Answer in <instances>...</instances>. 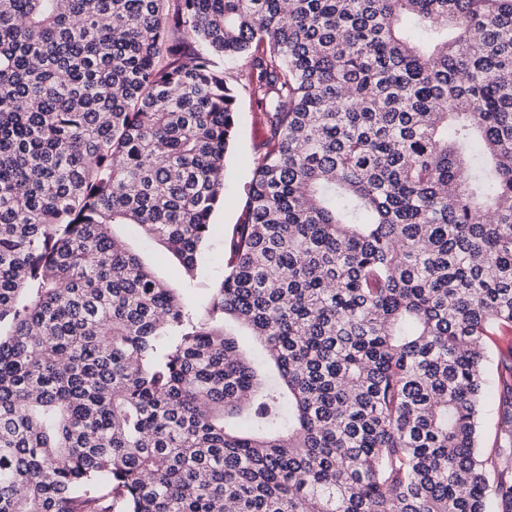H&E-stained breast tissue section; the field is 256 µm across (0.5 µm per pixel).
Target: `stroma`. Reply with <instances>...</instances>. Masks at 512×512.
<instances>
[{
    "label": "stroma",
    "instance_id": "stroma-1",
    "mask_svg": "<svg viewBox=\"0 0 512 512\" xmlns=\"http://www.w3.org/2000/svg\"><path fill=\"white\" fill-rule=\"evenodd\" d=\"M244 69L245 64L241 61L227 68L229 81L238 86ZM237 112V132L226 159L224 202L211 217L212 232L198 257L193 275H186L160 244L143 240L131 229L121 232L128 247L160 278L179 288L184 301L198 310L204 308L224 276V236L241 219L252 176V162L262 150L264 126L261 108L249 92L239 86Z\"/></svg>",
    "mask_w": 512,
    "mask_h": 512
}]
</instances>
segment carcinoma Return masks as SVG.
Masks as SVG:
<instances>
[{"label":"carcinoma","instance_id":"1","mask_svg":"<svg viewBox=\"0 0 512 512\" xmlns=\"http://www.w3.org/2000/svg\"><path fill=\"white\" fill-rule=\"evenodd\" d=\"M2 323L0 512H512V0H0ZM245 63L239 60L229 68L225 67L228 80L237 90V132L226 159L224 203L215 209L211 217L212 232L198 257L193 275H186L160 244L146 242L132 229L120 231L128 247L151 266L160 278L180 288L184 301L201 315L205 314V304L224 277V235L240 222L252 176V162L262 150V111L239 81ZM511 336H490L486 341L487 358L484 361V375L487 380V392L482 403L480 434L482 446L489 450L497 438V413L496 405L492 398L491 390L495 389L496 367L503 358L511 356Z\"/></svg>","mask_w":512,"mask_h":512}]
</instances>
